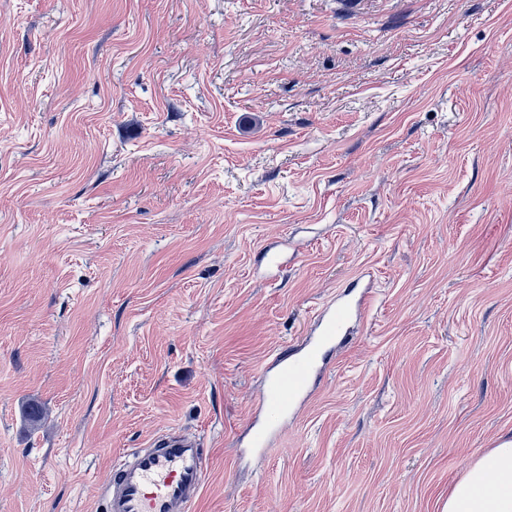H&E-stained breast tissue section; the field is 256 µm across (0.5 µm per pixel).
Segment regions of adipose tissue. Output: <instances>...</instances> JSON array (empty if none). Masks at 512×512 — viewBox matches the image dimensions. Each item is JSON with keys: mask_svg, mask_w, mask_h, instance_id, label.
<instances>
[{"mask_svg": "<svg viewBox=\"0 0 512 512\" xmlns=\"http://www.w3.org/2000/svg\"><path fill=\"white\" fill-rule=\"evenodd\" d=\"M444 512H512V442L474 461L451 487Z\"/></svg>", "mask_w": 512, "mask_h": 512, "instance_id": "obj_1", "label": "adipose tissue"}]
</instances>
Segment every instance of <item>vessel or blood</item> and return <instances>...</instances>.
I'll return each mask as SVG.
<instances>
[{"label":"vessel or blood","instance_id":"vessel-or-blood-1","mask_svg":"<svg viewBox=\"0 0 512 512\" xmlns=\"http://www.w3.org/2000/svg\"><path fill=\"white\" fill-rule=\"evenodd\" d=\"M374 296L373 285L354 281L316 309L300 342L274 354L264 369L247 453L262 454L306 405L326 370L325 351L349 342L355 326L368 319ZM205 476L200 442L170 433L113 459L96 491L104 512H190Z\"/></svg>","mask_w":512,"mask_h":512}]
</instances>
